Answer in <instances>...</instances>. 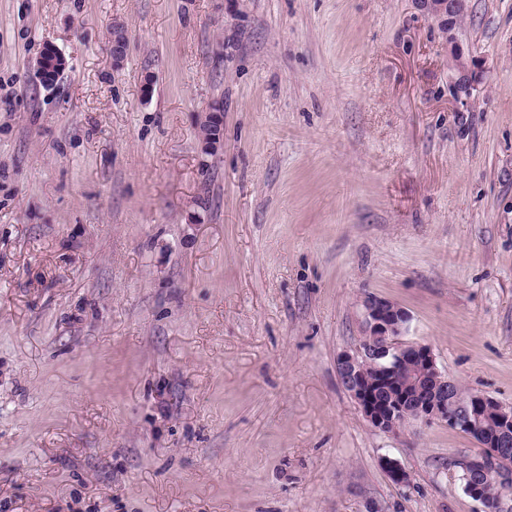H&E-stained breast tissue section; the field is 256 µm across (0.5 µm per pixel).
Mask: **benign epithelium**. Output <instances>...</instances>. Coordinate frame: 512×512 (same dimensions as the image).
Masks as SVG:
<instances>
[{"label":"benign epithelium","instance_id":"benign-epithelium-1","mask_svg":"<svg viewBox=\"0 0 512 512\" xmlns=\"http://www.w3.org/2000/svg\"><path fill=\"white\" fill-rule=\"evenodd\" d=\"M435 12L445 17L448 28V42L455 43L456 20L468 12V0H430ZM113 64H121L125 37L121 28L112 31ZM52 57L47 61L44 56L37 57L34 72L39 81L47 86L52 82L45 78L44 67L53 64L57 70L65 68L64 57L53 47L45 52ZM362 318L364 334L359 344L352 350L341 352L336 359V370L339 381L346 392L357 403L369 424L383 433H395L410 420L438 421L448 424L457 430L476 429L470 418L448 412V393L454 381L448 378L437 366L431 349L426 345L408 343L401 340L406 329L408 316L397 305L390 301L368 295L362 302ZM419 360L428 368L425 387L417 389L414 400L402 394L391 395L386 403L373 399L372 390L375 386H389L403 372L408 360ZM378 365V379H367L363 375L366 364ZM479 408L497 415L499 431L489 441L488 447L494 449L492 460L503 465L507 460L498 449L507 447L506 437L512 433V408L501 405L495 399L482 395H473ZM386 473L402 484L407 482L406 471L392 458L381 460Z\"/></svg>","mask_w":512,"mask_h":512}]
</instances>
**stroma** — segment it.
<instances>
[{
    "label": "stroma",
    "mask_w": 512,
    "mask_h": 512,
    "mask_svg": "<svg viewBox=\"0 0 512 512\" xmlns=\"http://www.w3.org/2000/svg\"><path fill=\"white\" fill-rule=\"evenodd\" d=\"M367 295L512 407V0H0V512H480L342 387ZM432 3L435 12L438 15L446 17L444 19L448 28V42L455 43L456 20L461 15L468 12L469 0H428Z\"/></svg>",
    "instance_id": "stroma-1"
}]
</instances>
